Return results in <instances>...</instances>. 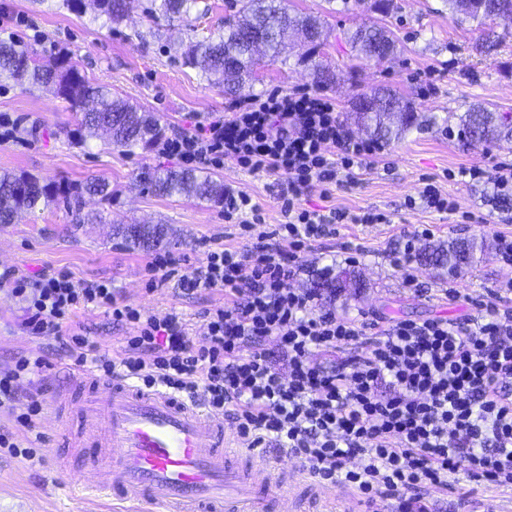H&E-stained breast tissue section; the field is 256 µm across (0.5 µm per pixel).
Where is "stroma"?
<instances>
[{
  "label": "stroma",
  "mask_w": 512,
  "mask_h": 512,
  "mask_svg": "<svg viewBox=\"0 0 512 512\" xmlns=\"http://www.w3.org/2000/svg\"><path fill=\"white\" fill-rule=\"evenodd\" d=\"M394 10L379 15L367 5L348 0H292L294 9L326 17L330 33L319 51L320 60L335 68L340 78L327 93L353 136L366 132L351 120L353 96L379 86L399 89L423 119L422 130L411 131L386 143L383 151L351 176H340L329 195L312 188L310 208L340 209L352 214L367 210L390 216L387 224H343L337 235L313 243L302 259V270L292 280L295 288L310 289L316 275L326 270H350L363 286L338 298L319 297L320 307L339 314L374 313L394 320L422 321L432 317L462 320L471 316L489 290L512 279V266L504 265L495 249L500 237H512V211L495 203L491 181L471 184L448 179L447 173L474 164H512V140L482 147L459 133L456 114L468 105L483 104L512 113V23L495 26L502 39L499 55L487 59L472 50L477 38L472 23L452 18L443 0H394ZM142 22L140 7L131 9L126 25L103 26L91 14L60 9L58 0H0V39H13L42 55L71 53L83 75L107 86L131 104L152 112L167 135L190 128L192 120L204 121L223 114L230 99L208 84L198 70L181 67L175 44L186 33L178 24L165 26V38L145 46L126 36ZM378 23L393 30L400 52L389 62L375 64L352 60L345 32ZM309 48L294 43L288 64L263 63L259 78L244 98H258L271 90L312 87L301 56ZM17 118V142L0 147V172L26 173L42 181L81 185L93 177L112 186V213L105 224H76L64 208L51 207L22 213L14 223L0 224V269L11 267L22 274L46 268L69 270L79 279L111 280L117 298L161 318L182 313L190 338L204 340L201 314L223 302L220 291L183 294L178 279L155 290L146 287L145 265L152 252H169L190 262L200 260L208 247L239 245L236 226L224 220V208L184 197L156 198L141 193L135 176L142 167L180 169L179 161L154 150L128 153L113 147L107 136L78 140L76 113L47 89L20 83L0 73V114ZM225 186L248 194L264 217L263 230L281 223L278 184L273 174H250L234 163L213 172ZM434 179L459 212L475 214L472 224L458 223L456 215L426 207L420 198L424 179ZM164 224L165 240L156 250L133 249L116 236L118 224ZM430 229L420 246L455 237L486 236L492 243L482 262L456 274L411 259L412 273L423 282L424 292L408 290L393 266L395 253L407 234ZM355 245L360 253L347 261L344 248ZM455 288L461 299H442V289ZM19 305L0 293V373L11 369L18 356L40 354L49 363L46 381L64 387L71 373L53 340L28 336ZM77 327L91 336L100 351L120 356L127 329L113 326L104 309L79 313ZM44 441L33 460H23L0 449V512H113L108 501L86 503L71 498L70 488L80 479V458L73 469L58 472L54 459L63 450L55 437L51 413L38 421ZM425 512H512V490L471 481L466 475L451 478L447 487L424 492Z\"/></svg>",
  "instance_id": "obj_1"
}]
</instances>
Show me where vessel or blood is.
<instances>
[{"mask_svg":"<svg viewBox=\"0 0 512 512\" xmlns=\"http://www.w3.org/2000/svg\"><path fill=\"white\" fill-rule=\"evenodd\" d=\"M58 439L86 463L82 493L154 512H315L323 487L227 437L201 397L73 373L52 401Z\"/></svg>","mask_w":512,"mask_h":512,"instance_id":"1","label":"vessel or blood"}]
</instances>
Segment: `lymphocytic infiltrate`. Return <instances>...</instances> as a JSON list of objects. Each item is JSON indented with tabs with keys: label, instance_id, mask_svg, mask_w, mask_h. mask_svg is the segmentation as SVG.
Returning a JSON list of instances; mask_svg holds the SVG:
<instances>
[{
	"label": "lymphocytic infiltrate",
	"instance_id": "obj_1",
	"mask_svg": "<svg viewBox=\"0 0 512 512\" xmlns=\"http://www.w3.org/2000/svg\"><path fill=\"white\" fill-rule=\"evenodd\" d=\"M381 149L379 141L352 136L335 100L312 89L240 102L163 142L161 153L186 167L230 161L275 174L284 186L283 220L271 232L254 236L259 206L228 192L224 219L237 221L243 246L208 248L184 274L170 253L149 261L150 286L176 277L189 294L223 290L224 303L203 313V344L190 340L180 313L157 318L117 302L107 280H78L64 270L32 279L8 268L0 271V289L21 304L24 330L58 341L73 367L187 396L203 388L208 408L228 412L244 444L277 442L318 482L356 490L366 512L392 503L398 512H424L423 491L447 487L460 472L512 489V306L502 303L512 280L462 322L339 315L290 285L302 254L335 235L337 225L388 223L381 212L352 216L303 204L314 185L334 183ZM89 308L131 327L120 357L73 330L78 311ZM272 339L276 357L265 347ZM317 352L339 355L338 366L315 362ZM46 365L24 355L0 374V408L16 423L0 433V448L26 460L43 441L36 418L49 388L36 384L23 393L19 385Z\"/></svg>",
	"mask_w": 512,
	"mask_h": 512
}]
</instances>
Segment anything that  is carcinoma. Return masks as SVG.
Returning <instances> with one entry per match:
<instances>
[{"label":"carcinoma","instance_id":"1","mask_svg":"<svg viewBox=\"0 0 512 512\" xmlns=\"http://www.w3.org/2000/svg\"><path fill=\"white\" fill-rule=\"evenodd\" d=\"M91 9L80 8L78 0H61L60 7L76 13H93V19H104L109 26L121 25L128 17L129 0H90ZM453 16L461 15L479 25L500 16L512 20V0H477L475 8L460 9L459 0H445ZM235 19L224 23V30L203 40L189 39L180 44L182 65L197 69L212 85L235 94L238 89L254 81L259 64L258 49L272 63H287L288 41L300 35L325 36L321 17L309 13L291 14L288 0H238ZM210 5L203 0H146L143 7L147 22L145 29H134L127 35L130 41L144 46L160 37L156 28L164 17L183 23L186 28L205 16ZM380 40L385 53L394 58L398 53L397 39L387 27L378 24L358 28L349 33L348 43L356 57L369 61L372 43ZM474 49L490 58L499 54L500 37L492 31L483 33ZM0 71L10 73L21 83L44 86L68 104L72 112L80 113V125L88 136L103 131L110 144L125 152L150 150L160 144L165 128L159 119L130 104L123 97L91 83L81 74L77 64L67 54H60L49 62L39 57L34 49L15 41L0 40ZM315 85L330 87L336 84L335 70L315 64L311 69ZM372 94L381 97L386 106L375 112L351 109L354 120L366 126L370 134L384 141L402 135L417 121L408 100L390 89H376ZM461 134L470 142L486 145L504 137L512 138V120L485 105L473 104L458 116ZM140 185L156 197L183 196L214 205L224 203V181L194 170H161L144 168L137 175ZM98 195L102 202L112 205V189L104 179L94 178L79 187L42 182L13 172L0 173V224H12L18 213L34 211L54 205H63L74 216L77 224H93L97 217L84 212V194ZM126 244L150 248L160 244L166 236L163 224H121L115 227ZM483 251L477 238H451L448 243L418 254V259L435 268L458 272L472 262L476 252ZM348 272L318 281L312 285L317 292L340 296L358 281L347 282Z\"/></svg>","mask_w":512,"mask_h":512}]
</instances>
